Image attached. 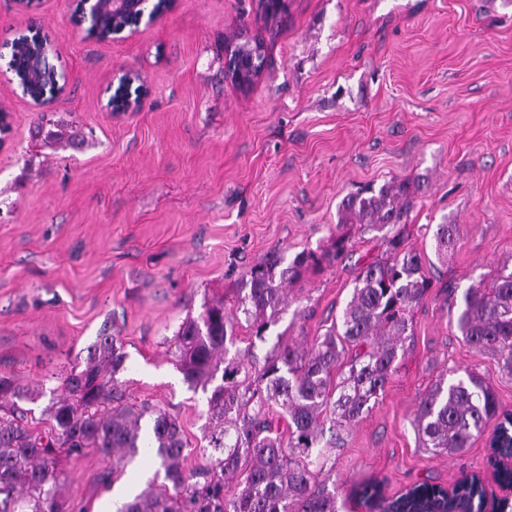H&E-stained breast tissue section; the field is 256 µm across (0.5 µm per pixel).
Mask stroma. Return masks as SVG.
<instances>
[{"label":"stroma","mask_w":512,"mask_h":512,"mask_svg":"<svg viewBox=\"0 0 512 512\" xmlns=\"http://www.w3.org/2000/svg\"><path fill=\"white\" fill-rule=\"evenodd\" d=\"M76 0L18 11L0 0V44L28 30L48 38L62 92L35 104L0 80V372L40 395L23 401L47 428L57 374L77 366L103 332L127 354L129 402L176 416L185 466L203 464V393L187 388L165 351L204 301L232 307L245 271L271 250L286 260L331 251L353 233L348 194L411 186L408 244L436 283L375 406L342 431L319 478L340 512H381L432 479L478 474L496 492L488 437L461 456L420 448L411 421L440 372L472 370L512 412V377L455 328L473 283L512 268V0H176L152 25L101 40L74 31ZM263 39L268 66L252 82L225 76L227 48ZM139 76L135 111H112L120 78ZM457 227L447 262L437 225ZM371 240L306 272L254 354L309 348L339 320ZM94 452L63 461V492L110 512L159 468L140 459L113 487ZM382 486L363 504L358 489Z\"/></svg>","instance_id":"1"}]
</instances>
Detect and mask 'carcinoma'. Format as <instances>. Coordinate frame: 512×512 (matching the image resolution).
I'll return each instance as SVG.
<instances>
[{
	"instance_id": "cac0c4a2",
	"label": "carcinoma",
	"mask_w": 512,
	"mask_h": 512,
	"mask_svg": "<svg viewBox=\"0 0 512 512\" xmlns=\"http://www.w3.org/2000/svg\"><path fill=\"white\" fill-rule=\"evenodd\" d=\"M112 15L93 18L87 32L104 38ZM14 63L23 93L40 100L52 77L36 78L28 61L39 37L17 39ZM234 53L246 70L266 64L260 46ZM406 186L349 195L342 204L347 221L361 234L378 233L382 255L365 261L354 279L350 301L339 322L308 350L277 346L256 370L251 348L228 357L236 327L266 341L268 325L287 306V287L302 272L318 270L348 253L352 237L339 236L333 251L299 253L286 263L273 250L244 273L232 310L224 301L202 305L198 316L179 324L166 355L193 392L207 395L208 455L203 466H184L186 439L178 418L159 406L129 405L118 375L126 355L118 337L105 335L86 347L81 369L60 377L62 393L48 409L51 427L35 432L6 410V402L33 395L11 373L0 372V512H72L62 492V455L96 450L112 458L104 479L113 483L137 456L159 459L165 484L148 482L117 512H337L336 491L310 469L312 450L323 442L322 414L350 426L372 409L396 370L398 352L411 335V312L427 297L431 281L420 254L406 247L399 228L407 212ZM456 226L437 225L438 258L447 259ZM456 326L478 351L499 356L501 371L512 377V271L500 269L463 294ZM504 438L502 453H512V416L500 412L491 386L480 376L440 377L423 393L413 420L422 447L432 454L460 455L493 420ZM236 481L232 494L224 492ZM443 488L421 482L389 505L390 512H413L417 503L442 499ZM485 497L476 479L464 480L456 498L480 507Z\"/></svg>"
}]
</instances>
